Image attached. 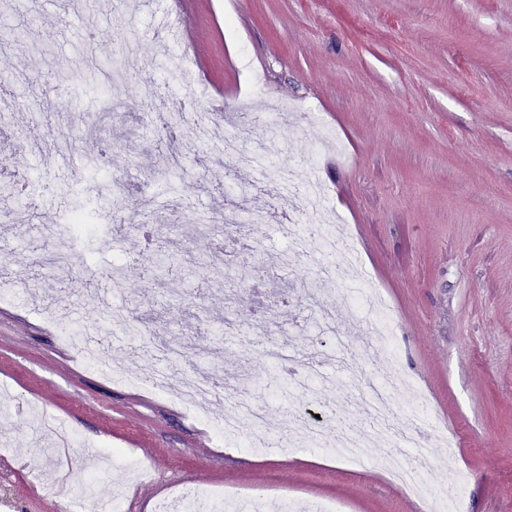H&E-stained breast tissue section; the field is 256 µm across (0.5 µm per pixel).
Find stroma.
<instances>
[{
  "label": "stroma",
  "instance_id": "1",
  "mask_svg": "<svg viewBox=\"0 0 512 512\" xmlns=\"http://www.w3.org/2000/svg\"><path fill=\"white\" fill-rule=\"evenodd\" d=\"M163 0H83L77 12L58 0H0V167L24 180L39 200L16 193L0 207L26 240L0 250L10 287L0 301V480L9 512H57L84 483L125 491L124 512H151L182 486L239 491L266 499L330 503L335 512H415L416 498L377 467L350 468L318 448L281 438L296 414L320 415L333 429H368L349 393L360 373L389 383L391 368L362 350V287L336 273L330 299L338 331L355 357L326 366L328 383L311 400L289 398L290 369L333 346L313 336L306 294L318 278L313 256L280 276L263 265L291 243L278 226L285 208L276 172L298 168L327 190L357 245L366 286L391 308L400 366L429 400L426 427L436 446L433 482L466 479L464 512H512V0H187L190 35L180 45L157 39L154 13ZM134 44L137 68L121 77L131 95L106 98L121 42ZM163 99L209 90L208 120L226 124L241 148L267 136L265 174L237 176L231 160L213 167L214 147L186 114L171 137L132 92L143 83ZM284 99L301 104L341 142L313 168L299 113L284 112L261 133L244 104ZM108 163L94 158L98 144ZM187 157L171 167L174 154ZM123 181L112 198L111 180ZM263 207L266 222L251 248H232L222 285L209 299L195 289L224 231L198 232L182 211ZM109 211L74 243L72 268L41 269L68 226L72 209ZM125 261L113 284L114 259ZM152 336L184 339L183 363L232 386L237 374L256 386L273 432L265 449L222 446L210 419L186 417L165 390L113 383L76 359L69 330L109 348L128 376L144 365L139 340L112 325L113 307ZM240 327L226 334L225 320ZM264 326L291 359L271 369L248 330ZM457 438L448 447L445 436ZM148 479L133 481L130 467Z\"/></svg>",
  "mask_w": 512,
  "mask_h": 512
}]
</instances>
